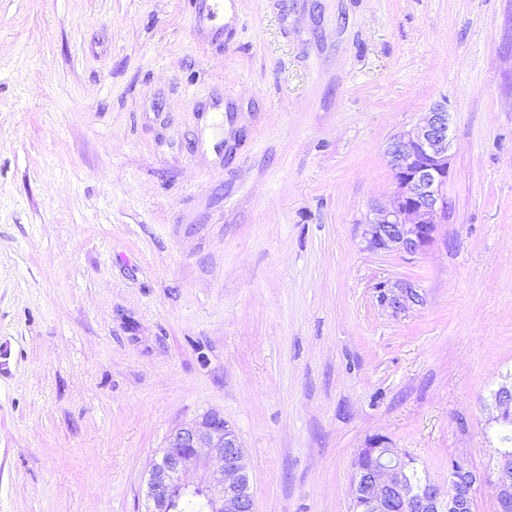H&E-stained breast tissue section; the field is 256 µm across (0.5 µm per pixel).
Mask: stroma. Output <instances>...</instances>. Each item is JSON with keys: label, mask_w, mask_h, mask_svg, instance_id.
<instances>
[{"label": "stroma", "mask_w": 512, "mask_h": 512, "mask_svg": "<svg viewBox=\"0 0 512 512\" xmlns=\"http://www.w3.org/2000/svg\"><path fill=\"white\" fill-rule=\"evenodd\" d=\"M0 0V512H144L216 411L255 512H354L384 438L496 512L512 379V0ZM450 114L420 255L361 237ZM414 282L398 313L380 283ZM494 401L499 411L498 421H504L511 416V419L501 425L503 430L501 431L500 440L502 444L506 445L504 448L512 449V382L510 383V388H500L494 397ZM509 427L510 434L508 433ZM509 444L510 446H508Z\"/></svg>", "instance_id": "35a3bbf8"}]
</instances>
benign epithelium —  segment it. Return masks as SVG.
Returning a JSON list of instances; mask_svg holds the SVG:
<instances>
[{
    "label": "benign epithelium",
    "instance_id": "7a95c632",
    "mask_svg": "<svg viewBox=\"0 0 512 512\" xmlns=\"http://www.w3.org/2000/svg\"><path fill=\"white\" fill-rule=\"evenodd\" d=\"M452 144L447 107L432 105L424 124L396 133L386 147L394 177V199L389 208L373 209L374 219L364 225L366 248L384 253L415 256L433 242L440 220L447 209L444 186L449 175ZM421 300L411 281L395 284V289L379 295L382 307L398 312L404 301ZM498 420L512 416V387H502L494 397ZM379 449L374 464L356 471L352 480L354 502L366 512H391L403 502L419 512H472V501L480 475L466 463L456 461L450 470L451 491L441 498L436 485L415 488L407 473V455L386 445L377 437L369 444ZM208 448L220 461L217 476H203L189 486L181 474L189 469L207 470L198 449ZM497 503L512 505V451L498 452L494 469ZM180 498L200 501L204 512H254L250 475L244 448L219 413L210 411L201 419L172 430L151 465L145 512H173Z\"/></svg>",
    "mask_w": 512,
    "mask_h": 512
}]
</instances>
